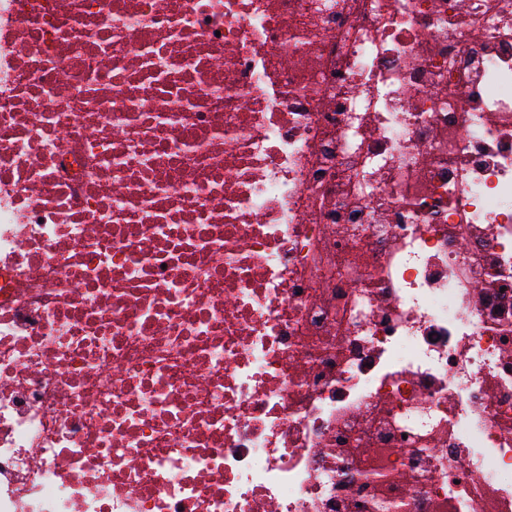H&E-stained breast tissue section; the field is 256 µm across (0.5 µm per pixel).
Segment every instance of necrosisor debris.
Returning a JSON list of instances; mask_svg holds the SVG:
<instances>
[{"label":"necrosis or debris","instance_id":"obj_1","mask_svg":"<svg viewBox=\"0 0 512 512\" xmlns=\"http://www.w3.org/2000/svg\"><path fill=\"white\" fill-rule=\"evenodd\" d=\"M0 512H512V0H0Z\"/></svg>","mask_w":512,"mask_h":512}]
</instances>
